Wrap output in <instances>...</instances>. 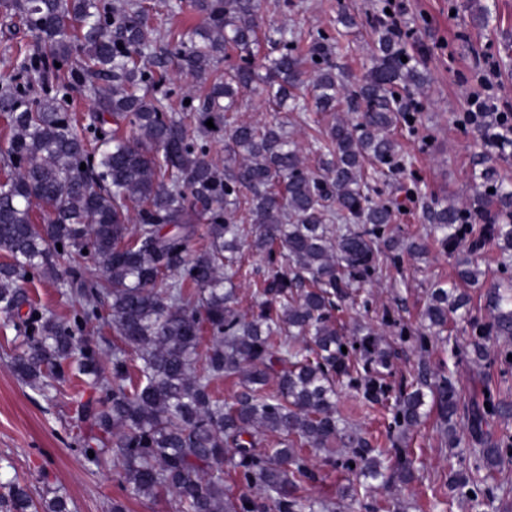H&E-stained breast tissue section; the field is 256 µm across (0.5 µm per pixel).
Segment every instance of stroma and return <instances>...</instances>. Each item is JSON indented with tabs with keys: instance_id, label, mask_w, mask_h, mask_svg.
<instances>
[{
	"instance_id": "1",
	"label": "stroma",
	"mask_w": 512,
	"mask_h": 512,
	"mask_svg": "<svg viewBox=\"0 0 512 512\" xmlns=\"http://www.w3.org/2000/svg\"><path fill=\"white\" fill-rule=\"evenodd\" d=\"M149 8V23L159 34L186 32L200 25L191 0H144ZM403 22L413 28V39L406 42L409 54L422 63L426 82L416 89L420 104V125L412 132L401 126L393 136L401 152L409 154L414 165L399 180L379 181L378 192L395 191L398 185L416 184L427 202L468 204L477 192L476 179L482 166L492 167L498 179L512 183V150L506 154L484 147L478 132L460 122L470 95L481 92L480 77H488L501 103L512 104V0H400ZM388 0H288L287 7L271 10L261 4L263 27L285 25L301 38L323 31L334 32L339 12L353 17L345 29L344 47L336 55L338 66L355 75H364L372 65L377 39V18ZM487 6L489 22L473 24L471 11ZM240 120L268 123H293L296 137L308 143L309 130L296 114L276 112L261 96L253 93L243 98ZM485 155V165H478V155ZM392 234L411 237L425 248L423 255L401 253L399 259L387 260L376 281L366 284L363 306L339 312L343 333H350L355 321L379 324L382 314L394 318V327L386 329L394 363V381L412 380L419 365L432 370L449 366L464 389L489 386L500 393L511 411L494 417L485 425L495 434L512 436V365L502 363L500 352L511 350L512 340L490 339V357L475 363L468 347V334L461 325L449 324L443 339H431L426 351L413 347L412 337L421 328V314L430 288L437 283H452L459 263L478 264L482 277L478 285L468 287V315L487 319L484 305L487 289L504 279H512V258H506L498 244L485 240L481 249L471 251L468 243L444 248L430 235L422 211L408 206L396 213L390 226ZM26 294L37 312L50 313L70 321L79 313L78 299L63 294L60 285L41 279L26 283ZM408 336H401V329ZM15 330L0 313V476L26 480L34 494L43 488L61 489L68 498L71 512H111L113 501H122L126 512H175L172 497L149 500L132 496L120 483L115 471L91 470L80 451L78 408L67 399L46 400L39 392L21 384L9 367L12 347L7 340ZM338 406L342 414L376 448L392 447L395 438L386 431L385 406L363 402L356 391L341 388ZM417 468L409 485L393 484L369 491L353 502L349 512H512V462L489 475L499 486L494 502L472 507L463 499L449 500L448 472L465 467L469 458L467 445L449 447L440 432L436 415H428L406 436ZM312 462L318 474L315 482L304 485L300 494L318 500H339L348 480L343 468L327 463L323 456Z\"/></svg>"
}]
</instances>
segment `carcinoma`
I'll use <instances>...</instances> for the list:
<instances>
[{
    "label": "carcinoma",
    "instance_id": "carcinoma-1",
    "mask_svg": "<svg viewBox=\"0 0 512 512\" xmlns=\"http://www.w3.org/2000/svg\"><path fill=\"white\" fill-rule=\"evenodd\" d=\"M193 7L203 26L168 35L157 51L140 0H0V13L36 40L0 76V114L10 130L0 156V252L8 258L0 264V312L18 319L10 367L44 395L73 380L92 390L95 398L82 404L86 466L115 467L135 497L170 495L178 512H265L268 500L276 512H336L371 481L414 477L401 442L380 450L350 426L336 383L367 402L393 399L388 430L399 437L430 406L448 445L462 442L461 391L452 376L420 373L395 391L381 333L358 324L351 340L336 322L387 252H422L419 243L388 235L399 203L370 197L366 168L408 169L392 131L402 124L415 131L410 88L426 76L385 27L358 80L336 68L337 36L319 32L304 43L284 26L265 35L278 55L259 65L256 0H193ZM230 50L241 64L226 72L219 64ZM170 56L204 95L174 97L164 63ZM261 67L279 107L357 113L314 129L317 169L286 123L234 115ZM77 84L92 101L80 119L66 108ZM123 126L134 130L133 140L120 135ZM221 131L222 165L210 157ZM480 178L483 190L469 206L436 203L423 215L446 248L471 235L476 247L490 237L511 252L512 187L487 169ZM492 212L500 221L474 234L473 223ZM246 247L266 262L249 315L236 308V280L249 277ZM31 276L76 286L79 319L21 315ZM468 301L439 285L422 321L440 333L449 319L462 320L482 360L487 339H512V287L488 290L484 323L468 319ZM94 320L119 338L112 351L85 336ZM228 381L240 386L229 399L218 392ZM482 402L488 406H477L471 421L474 463L448 474V489L477 504L495 497L481 471L512 461V438L483 430L502 402L488 390ZM305 448L348 471L345 505L298 495L315 479ZM233 473L257 496L232 497L224 481ZM4 488L0 512H70L57 489L36 500L17 478Z\"/></svg>",
    "mask_w": 512,
    "mask_h": 512
}]
</instances>
